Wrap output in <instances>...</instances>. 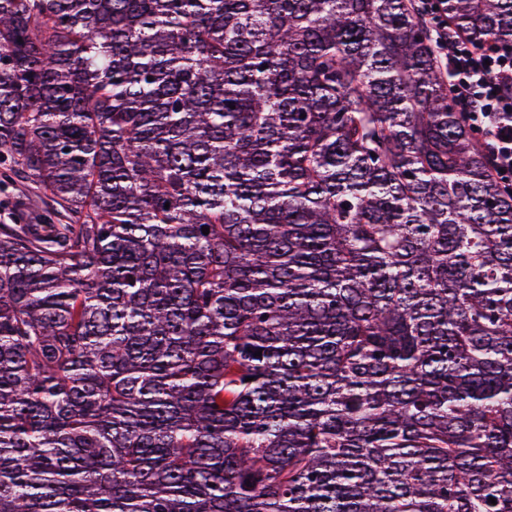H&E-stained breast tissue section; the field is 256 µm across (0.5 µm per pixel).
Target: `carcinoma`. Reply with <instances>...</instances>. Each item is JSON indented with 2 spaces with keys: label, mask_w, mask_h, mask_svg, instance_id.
Listing matches in <instances>:
<instances>
[{
  "label": "carcinoma",
  "mask_w": 512,
  "mask_h": 512,
  "mask_svg": "<svg viewBox=\"0 0 512 512\" xmlns=\"http://www.w3.org/2000/svg\"><path fill=\"white\" fill-rule=\"evenodd\" d=\"M0 190V512H512V189L412 0H0Z\"/></svg>",
  "instance_id": "carcinoma-1"
}]
</instances>
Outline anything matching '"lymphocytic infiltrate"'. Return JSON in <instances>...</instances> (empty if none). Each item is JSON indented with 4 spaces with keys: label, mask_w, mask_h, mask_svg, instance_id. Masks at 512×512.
Instances as JSON below:
<instances>
[{
    "label": "lymphocytic infiltrate",
    "mask_w": 512,
    "mask_h": 512,
    "mask_svg": "<svg viewBox=\"0 0 512 512\" xmlns=\"http://www.w3.org/2000/svg\"><path fill=\"white\" fill-rule=\"evenodd\" d=\"M429 17L452 98L479 131L492 170L512 186V45L480 44L448 21L446 0H418Z\"/></svg>",
    "instance_id": "1"
}]
</instances>
